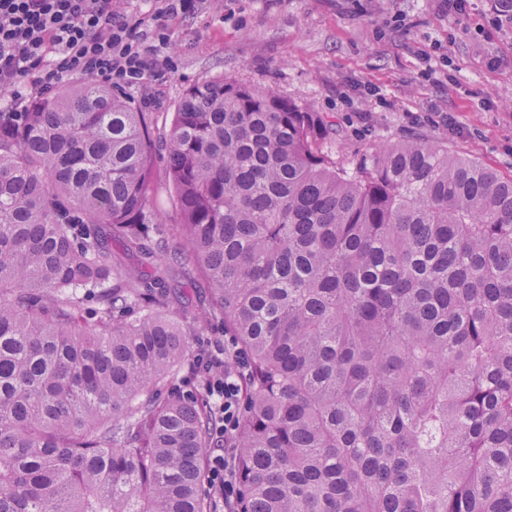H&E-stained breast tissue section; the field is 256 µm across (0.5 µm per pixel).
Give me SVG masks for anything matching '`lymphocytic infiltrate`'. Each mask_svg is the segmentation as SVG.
<instances>
[{"mask_svg": "<svg viewBox=\"0 0 512 512\" xmlns=\"http://www.w3.org/2000/svg\"><path fill=\"white\" fill-rule=\"evenodd\" d=\"M148 19L133 18L120 0H0V112H28L35 101L74 78L133 86L170 43L168 21L196 0H153ZM251 357L237 338L208 344L191 360L190 382L206 391L212 433L224 441L208 458L213 507L239 495L238 435L249 400Z\"/></svg>", "mask_w": 512, "mask_h": 512, "instance_id": "f902f5d3", "label": "lymphocytic infiltrate"}]
</instances>
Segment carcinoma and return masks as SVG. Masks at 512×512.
<instances>
[{"mask_svg":"<svg viewBox=\"0 0 512 512\" xmlns=\"http://www.w3.org/2000/svg\"><path fill=\"white\" fill-rule=\"evenodd\" d=\"M327 141L222 76L162 127L96 82L0 113V512H211L212 414L162 393L212 323L253 365L235 512H512V178ZM171 283L178 289L176 306L190 310L203 305L211 297L212 290L206 280L196 273L186 274L176 268L171 274Z\"/></svg>","mask_w":512,"mask_h":512,"instance_id":"carcinoma-1","label":"carcinoma"}]
</instances>
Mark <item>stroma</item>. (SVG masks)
<instances>
[{"label":"stroma","mask_w":512,"mask_h":512,"mask_svg":"<svg viewBox=\"0 0 512 512\" xmlns=\"http://www.w3.org/2000/svg\"><path fill=\"white\" fill-rule=\"evenodd\" d=\"M197 0L169 25L153 77L126 91L168 121L183 91L227 76L311 106L337 161L424 137L512 176V22L496 0ZM453 117L448 129L443 117Z\"/></svg>","instance_id":"stroma-1"}]
</instances>
